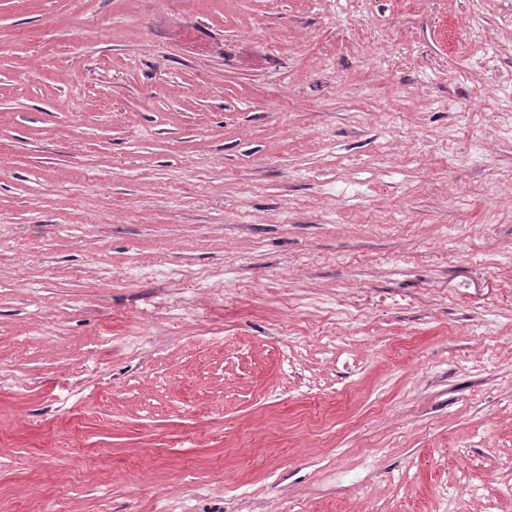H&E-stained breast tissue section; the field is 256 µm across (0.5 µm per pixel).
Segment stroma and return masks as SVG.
Returning <instances> with one entry per match:
<instances>
[{"instance_id":"obj_1","label":"stroma","mask_w":512,"mask_h":512,"mask_svg":"<svg viewBox=\"0 0 512 512\" xmlns=\"http://www.w3.org/2000/svg\"><path fill=\"white\" fill-rule=\"evenodd\" d=\"M510 111L507 0H0V512H512Z\"/></svg>"}]
</instances>
